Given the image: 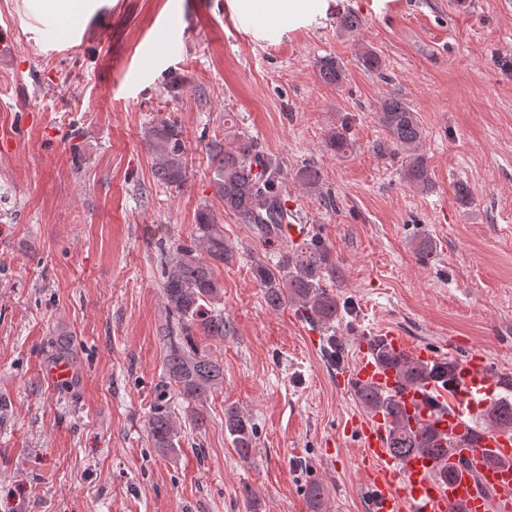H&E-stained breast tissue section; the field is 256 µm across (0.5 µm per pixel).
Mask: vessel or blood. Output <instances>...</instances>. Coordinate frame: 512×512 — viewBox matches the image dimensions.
Returning a JSON list of instances; mask_svg holds the SVG:
<instances>
[{
  "label": "vessel or blood",
  "instance_id": "obj_1",
  "mask_svg": "<svg viewBox=\"0 0 512 512\" xmlns=\"http://www.w3.org/2000/svg\"><path fill=\"white\" fill-rule=\"evenodd\" d=\"M384 338L393 350L423 364L443 357L442 350L410 345L393 330L385 331ZM365 385L397 391L411 425L422 424L441 438L466 442L465 448L450 449L441 459L425 453L399 458L387 445L392 423L385 415L357 417L350 435L358 448L370 512H492L497 505L512 512V431L492 429L479 440L471 438L474 417L497 389L495 371L483 353L471 350L459 357L458 382L451 395L430 383L399 388L395 371L367 357L343 375L346 390ZM442 465L450 474L440 480L434 472Z\"/></svg>",
  "mask_w": 512,
  "mask_h": 512
}]
</instances>
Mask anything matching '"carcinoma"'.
<instances>
[{
  "label": "carcinoma",
  "instance_id": "obj_1",
  "mask_svg": "<svg viewBox=\"0 0 512 512\" xmlns=\"http://www.w3.org/2000/svg\"><path fill=\"white\" fill-rule=\"evenodd\" d=\"M320 78L338 85L344 71L336 58L323 57L317 62ZM394 154L401 155V172L409 187L428 192L433 188L425 157L419 152L423 128L409 105L398 96L385 98L377 113ZM144 140L153 161V174L160 185L178 190L187 181L188 153L183 130L178 122L161 118L144 129ZM350 141L344 126L330 129L325 147L338 154L349 151ZM214 172L212 184L224 203V211L242 224L257 230L260 237L281 239L276 263L261 259L252 262L253 277L263 288L265 302L277 310L287 304L309 319L330 323L336 320L339 303L325 286L336 277V261L328 245L317 238L299 243L288 242L281 228L288 223V210L282 202L280 165L264 155L252 138L242 135L231 147L214 140L208 147ZM300 185L311 192L320 190L319 169L306 166L296 174ZM238 251L224 238V227L210 210L203 208L196 216L193 244L179 245L162 262V290L167 320L162 326L165 344V377L159 386V398H176L193 406L190 424L204 427L205 417L194 406L202 403L224 384V365L209 350V343L224 340V289L217 270L231 265ZM371 356L383 367L396 371L399 385L414 387L430 380L453 393L457 364L442 360L425 365L390 350L380 337L367 340ZM504 395L494 399L481 416L486 428L512 429V376L499 378ZM357 397L370 414L382 413L392 420L388 448L397 457L417 452L435 456L448 454L451 442L439 438L430 429L412 428L402 419V407L394 392L363 386ZM153 447L166 453L176 447L177 431L168 408L159 405L147 422ZM224 433L231 438L237 454L247 459L253 450L254 427L249 417L237 407L224 409ZM314 512H324L325 490L317 481L306 488Z\"/></svg>",
  "mask_w": 512,
  "mask_h": 512
}]
</instances>
